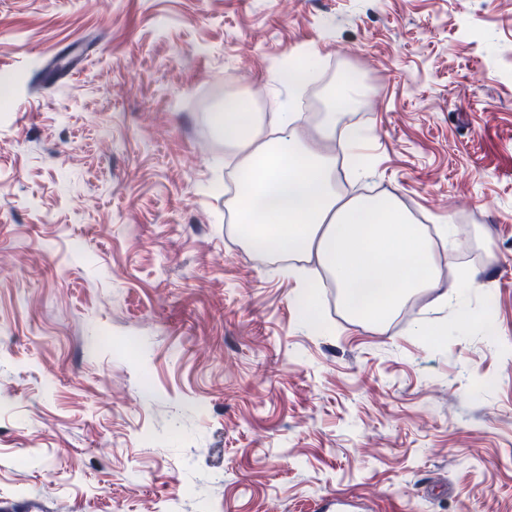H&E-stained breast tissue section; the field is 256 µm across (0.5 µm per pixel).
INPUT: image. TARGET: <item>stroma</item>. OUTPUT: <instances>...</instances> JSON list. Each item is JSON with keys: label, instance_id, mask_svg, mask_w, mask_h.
Instances as JSON below:
<instances>
[{"label": "stroma", "instance_id": "obj_1", "mask_svg": "<svg viewBox=\"0 0 512 512\" xmlns=\"http://www.w3.org/2000/svg\"><path fill=\"white\" fill-rule=\"evenodd\" d=\"M311 51L304 138L361 89L339 191L469 217L382 325L311 255L308 329L233 229L224 74L269 131ZM0 83V512H512V0H0ZM359 96L358 87L349 75L341 76L329 98L327 112H324L319 130L321 139L336 141L338 137L344 143L348 153L347 161L354 169L364 168L367 155L359 148L360 136L352 125L346 124L338 128L337 117L351 109Z\"/></svg>", "mask_w": 512, "mask_h": 512}]
</instances>
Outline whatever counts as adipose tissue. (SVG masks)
I'll list each match as a JSON object with an SVG mask.
<instances>
[{
    "label": "adipose tissue",
    "instance_id": "1",
    "mask_svg": "<svg viewBox=\"0 0 512 512\" xmlns=\"http://www.w3.org/2000/svg\"><path fill=\"white\" fill-rule=\"evenodd\" d=\"M358 96L353 78L340 77L319 130L321 139L343 142L356 169L366 160L360 136L337 118ZM211 121L244 153L233 204L237 232L249 250L288 259L317 255L347 314L358 320L385 322L413 293L434 287V245H449L450 228L431 240L391 193L342 197L335 156L302 138L296 113H281L275 137L264 140L252 100L231 92Z\"/></svg>",
    "mask_w": 512,
    "mask_h": 512
}]
</instances>
